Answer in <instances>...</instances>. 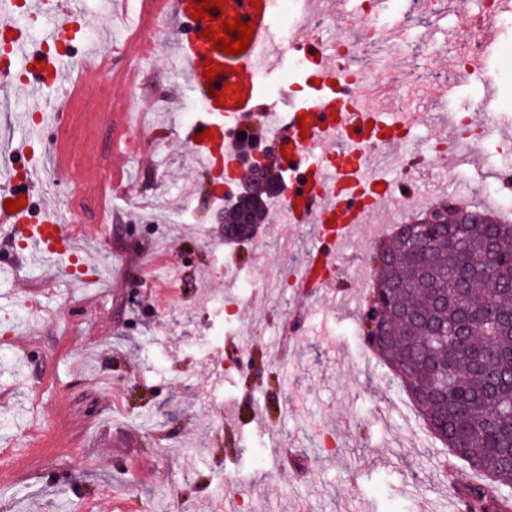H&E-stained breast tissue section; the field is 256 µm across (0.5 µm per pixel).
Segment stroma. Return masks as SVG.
<instances>
[{
  "mask_svg": "<svg viewBox=\"0 0 512 512\" xmlns=\"http://www.w3.org/2000/svg\"><path fill=\"white\" fill-rule=\"evenodd\" d=\"M87 37L72 53L121 36L123 21L101 0H77ZM461 0L412 6L402 44L403 91L424 120L419 146L442 140L445 114L480 110L481 87L499 98L482 121L496 128L512 112V27L498 31L469 85L444 98L445 59ZM145 17V16H144ZM144 39L126 45L111 76L84 97L112 92V109L135 112L138 151L124 167L120 197L102 190L120 147L105 115L75 118L72 175L53 171L37 146L36 199H87L80 248L100 277L95 287L32 259L22 276L0 268V334L23 319L28 335L0 348V512H419L479 483L480 473L431 438L401 384L358 332L372 286L373 250L355 238L340 265L361 280L347 305L284 286L303 266L314 225L224 241V212L213 191H237L202 173L180 129L193 123L194 98L171 79L168 58L184 32L174 6L145 17ZM477 168L432 162L407 167L422 191L453 197L459 183L482 184L512 171V142L470 140ZM253 279L249 292L225 285L226 270ZM295 342L279 352L284 327ZM235 344H228V337ZM224 387L208 392L212 371ZM287 469L272 468L274 453Z\"/></svg>",
  "mask_w": 512,
  "mask_h": 512,
  "instance_id": "1",
  "label": "stroma"
}]
</instances>
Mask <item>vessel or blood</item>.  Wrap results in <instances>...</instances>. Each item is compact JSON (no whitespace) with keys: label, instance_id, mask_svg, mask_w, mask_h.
Here are the masks:
<instances>
[{"label":"vessel or blood","instance_id":"obj_1","mask_svg":"<svg viewBox=\"0 0 512 512\" xmlns=\"http://www.w3.org/2000/svg\"><path fill=\"white\" fill-rule=\"evenodd\" d=\"M253 8L250 0H227L225 8H211L210 19L192 20V0H176V13L191 21L189 36L177 44L174 73L185 76L189 90L202 112L201 118L183 130L192 154L205 171L220 167L238 170L235 149L239 131L253 117H260L264 136L273 147L270 160L278 171L284 191L275 202L269 230L283 224H312L316 227L311 261L301 278L306 287L331 295L345 293L341 276H330L338 265L354 229L384 203H396L414 196L416 187L398 188L392 179L393 167L373 168L368 157L374 146L387 148L394 165H402L406 152V134L416 126L412 112L377 107L385 93L382 81L370 89H352L346 79L345 64L305 27H297L292 42L273 51V0H260ZM240 17L252 25V40L236 56L214 49L202 32L222 18ZM42 20L37 41L22 34L24 23ZM84 19L77 14L73 0H0V93L16 94L20 89H44L59 83L62 75H71L64 86L62 101L32 104L18 114L27 135L18 144L0 146V243L10 245L12 258L5 267L24 268L28 250L40 259L73 275L78 258L76 239L70 225L80 223L82 198L68 208L46 206L40 223H31L28 208L8 212L7 201L31 193L39 177L37 164L19 169L16 158L34 155L35 143L46 130L69 126L72 114L68 103L75 96L86 73V64L67 52L58 51L63 31L80 32ZM301 57L313 66L304 80L307 98L289 96L288 100H270L258 73L279 74L286 58ZM223 67L214 84H207L205 69L210 63ZM223 94V103H215L214 94ZM309 126L301 135L298 120Z\"/></svg>","mask_w":512,"mask_h":512}]
</instances>
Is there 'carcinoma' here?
Instances as JSON below:
<instances>
[{
	"label": "carcinoma",
	"mask_w": 512,
	"mask_h": 512,
	"mask_svg": "<svg viewBox=\"0 0 512 512\" xmlns=\"http://www.w3.org/2000/svg\"><path fill=\"white\" fill-rule=\"evenodd\" d=\"M435 224L429 257L394 235L373 258V285L388 286L374 347L406 387L436 440L486 479L466 487L467 512H508L512 496V265L486 262L493 244L512 253V224Z\"/></svg>",
	"instance_id": "obj_1"
}]
</instances>
